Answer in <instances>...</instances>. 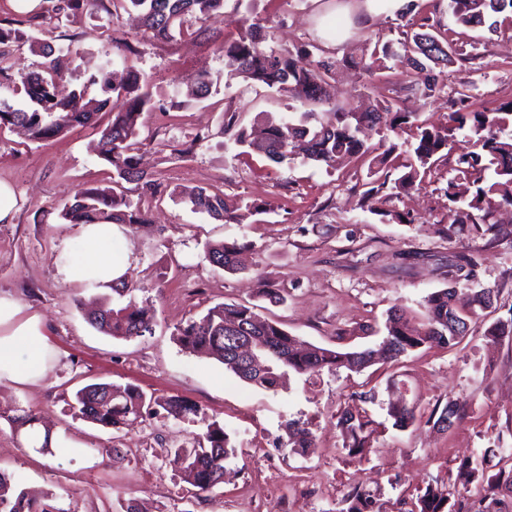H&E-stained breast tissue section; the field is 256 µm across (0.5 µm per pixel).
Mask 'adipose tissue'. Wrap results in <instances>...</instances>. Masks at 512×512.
Masks as SVG:
<instances>
[{"mask_svg": "<svg viewBox=\"0 0 512 512\" xmlns=\"http://www.w3.org/2000/svg\"><path fill=\"white\" fill-rule=\"evenodd\" d=\"M127 231L123 224L78 225L79 255L65 253L58 259L64 283L78 290L108 291L122 282L131 257L126 252L114 253L112 246L124 240ZM50 360L41 315L27 310L12 295L0 293V384H36L46 377Z\"/></svg>", "mask_w": 512, "mask_h": 512, "instance_id": "1", "label": "adipose tissue"}]
</instances>
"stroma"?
Returning a JSON list of instances; mask_svg holds the SVG:
<instances>
[{
  "label": "stroma",
  "instance_id": "1",
  "mask_svg": "<svg viewBox=\"0 0 512 512\" xmlns=\"http://www.w3.org/2000/svg\"><path fill=\"white\" fill-rule=\"evenodd\" d=\"M341 2L254 0L249 9L226 0L223 13L193 21L192 36L162 42L134 12L112 22L102 12L60 19L53 0H38L26 13L14 0H0V20L14 22L22 34L10 46L15 68L12 81L0 85V102L22 103V81L42 63L29 43L36 37L69 48L61 92L84 88L92 97L100 89L88 86L89 77L111 60L114 41L130 42L137 50L134 63L165 106L143 115L138 136L140 167L158 189L150 195L132 183L127 192L151 217L122 244L132 258L128 280L155 316L152 334L131 340L91 327L84 309L97 294L67 287L57 267L59 255L76 248L75 228L61 216L64 207L82 189L112 186L111 166L91 149L109 115L45 142L0 127V180L13 186L18 200L10 223H0V292L43 314L53 353L52 369L38 384H0V472L29 490L56 493L67 512H123L129 501L143 512H346L357 489L371 492L383 512H404L405 499L437 481L448 483L461 512H476L474 493L456 480L460 460L486 448H512V342L494 344L485 336L491 322L512 311V213H501L490 235L458 223L449 211L444 190L455 155L468 147L464 133L454 132L451 157L424 188L364 201V166L299 159L275 164L259 153L239 154L223 132L225 107L249 127L259 113L280 118L301 105L288 92L261 84L224 86L216 42L238 38L255 22L268 24L270 44L279 49L321 41L346 28L348 19L337 10ZM400 24L393 15L360 25L330 55H360L366 35L395 39ZM483 53L481 68L449 71L447 90L409 98L406 108L419 120L446 126L451 88L462 77L477 88L478 107L512 100V22L501 21L487 35ZM204 70L215 83L208 97L198 99L192 90ZM330 94L336 103L359 105L384 99L388 91L341 67ZM184 142L192 145L186 155L176 151ZM193 187L223 193L232 208L255 202L264 210L227 224L194 211L183 196ZM216 241L248 244L244 273L210 264L204 245ZM449 287L487 288L496 298L459 347L422 348L399 366L359 374H293L274 392L243 383L173 339L189 318L239 302L257 306L303 342L357 350L381 340L393 307L420 316L425 297ZM263 288L278 290L281 302L261 297ZM93 382L178 395L200 412L191 421L161 411L118 430L104 428L75 418L71 409L74 392ZM365 391L373 395L367 409L385 429L369 451L352 456L336 417ZM399 398L425 416L436 404L454 401L462 418L445 431L424 422L402 431L389 425L387 415L390 401ZM17 407L72 438L76 449L44 455L28 448L7 420ZM291 420L310 429V454L289 445L284 425ZM215 421L235 432L237 453L223 485L198 496L166 451L192 447Z\"/></svg>",
  "mask_w": 512,
  "mask_h": 512
}]
</instances>
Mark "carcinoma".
Masks as SVG:
<instances>
[{
    "instance_id": "obj_1",
    "label": "carcinoma",
    "mask_w": 512,
    "mask_h": 512,
    "mask_svg": "<svg viewBox=\"0 0 512 512\" xmlns=\"http://www.w3.org/2000/svg\"><path fill=\"white\" fill-rule=\"evenodd\" d=\"M225 0H64L66 14L84 11H103L114 19L120 13L136 11L152 37L171 40L190 31L188 18L202 19L224 8ZM448 12L455 24L470 30L497 29L493 17L512 13V0H448ZM455 31L445 28L436 33L404 32L396 40L368 35L364 51L358 59L332 61L324 59L326 49L317 43H306L296 50L263 46L264 28L253 23L237 39L221 42L217 50L224 54L225 86L234 80L263 84L269 88L288 87L296 100L309 110L298 117L269 122L257 133L237 126L236 113H230L224 124V134L247 150L264 154L276 164L300 158L307 162L332 165L341 158H369L368 175L371 188L367 193H380L389 188L415 189L423 184L432 166L449 146L450 133L467 130L472 150L461 153L456 160L455 175L448 179L444 195L472 224H488L493 212L504 205L512 207V101L494 109H474V87L459 79L454 105L448 113L445 128L416 125L414 142L406 151L408 158L398 164L390 162L397 150L391 145L383 152L367 145L359 137L364 127L384 121L396 129L411 122L412 113L398 106L392 97L372 108L341 107L330 103L327 93L329 79L340 65L353 67L370 80H382L393 73L392 91L407 94L421 93L433 97L447 87L446 70L456 63L472 64L484 58L478 52L479 43L471 50L458 43ZM16 38V30L0 25V79L12 77L13 63L5 46ZM32 50L44 62L38 72L23 80L26 106L15 108L0 104V126L23 129L35 142L47 141L66 131L87 126L101 112L112 119L101 131L93 152L113 168V187L110 190L89 188L75 196L62 217L70 224H94L110 221L114 224L149 223L148 215L124 198L121 182L137 181L142 189L152 191L155 183L138 167L135 151L139 120L143 113L158 109L150 92L148 77L135 65L130 45L116 47L115 54L123 66L120 83L110 82L107 74L92 75L91 85H101L104 97H92L85 103L86 89L73 93L69 99L55 93V81L60 76L65 49L54 47L39 39L31 40ZM121 101L119 111H112V99ZM185 198L199 211L224 220L239 223L240 215L229 208L224 195L205 188L183 192ZM246 245L215 242L206 247L209 262L230 274L244 271L239 256ZM135 288L122 282L113 292L126 298L118 308L100 309L90 316V324L100 332L117 339H133L152 333L153 312L139 304L133 295ZM457 289L444 288L430 293L424 300L421 321L395 308L386 322L385 347L339 351L317 345L303 348L297 337L274 320L263 317L254 306L239 303L216 305L198 319H192L177 329L176 342L190 352L204 353L222 364L242 381L264 390L275 391L288 371L297 374H318L324 370L344 368L359 373L376 364H399L402 357L422 347L452 349L462 342L470 325L482 317L492 304L491 291L470 290L467 304L454 306ZM242 336H256L267 347L264 367L246 370L234 354ZM485 336L498 343L512 338V308L508 316L490 324ZM71 408L74 416L104 428L120 429L144 413L164 410L175 418H187L199 412V406L179 395L147 396L138 386L93 383L79 389ZM388 416L393 427L404 430L419 418L415 409L392 402ZM460 417V406L450 401L441 410H433L428 420L434 425ZM349 454L357 455L369 447L377 433L378 424L361 407L345 409L337 420ZM289 443L299 454L312 450L311 432L295 422L287 425ZM235 453L231 434L221 425L212 423L191 448L169 451L170 463L181 473L183 480L196 494L209 493L224 483L226 461ZM457 480L465 487L475 486L480 494L477 512H512L504 498L512 499V452L502 448H486L476 457L463 460L458 466ZM450 490L444 484L428 485L416 496L408 512H444ZM376 499L370 493L355 491L346 512H378ZM0 512H67L57 506L48 493L34 498L18 489L5 474L0 473Z\"/></svg>"
}]
</instances>
